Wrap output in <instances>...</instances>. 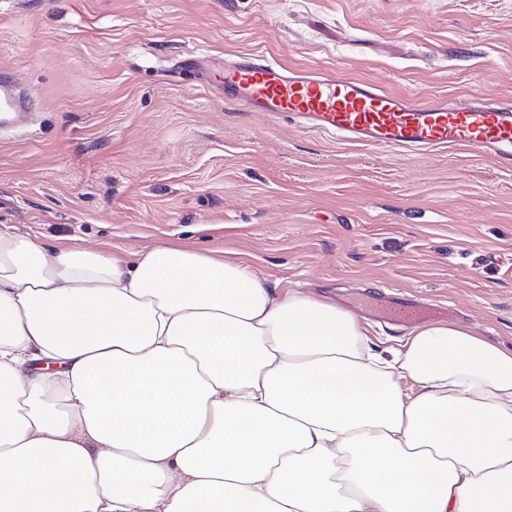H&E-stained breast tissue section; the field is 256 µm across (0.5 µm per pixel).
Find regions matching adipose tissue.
Instances as JSON below:
<instances>
[{
  "label": "adipose tissue",
  "instance_id": "1",
  "mask_svg": "<svg viewBox=\"0 0 512 512\" xmlns=\"http://www.w3.org/2000/svg\"><path fill=\"white\" fill-rule=\"evenodd\" d=\"M0 512H512V347L2 224Z\"/></svg>",
  "mask_w": 512,
  "mask_h": 512
}]
</instances>
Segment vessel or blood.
Segmentation results:
<instances>
[{
	"label": "vessel or blood",
	"mask_w": 512,
	"mask_h": 512,
	"mask_svg": "<svg viewBox=\"0 0 512 512\" xmlns=\"http://www.w3.org/2000/svg\"><path fill=\"white\" fill-rule=\"evenodd\" d=\"M223 70L225 102L249 112H264L343 141L388 149L436 151L462 147L512 167V101L479 94L455 101L439 98L419 103L375 84L323 70H297L263 55L247 52L216 63L188 56L182 70L208 81ZM34 103L12 79L0 76V131L16 128L33 112ZM391 321L412 323L423 311L417 303L393 298L380 306Z\"/></svg>",
	"instance_id": "vessel-or-blood-1"
}]
</instances>
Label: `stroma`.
I'll return each instance as SVG.
<instances>
[{"label": "stroma", "mask_w": 512, "mask_h": 512, "mask_svg": "<svg viewBox=\"0 0 512 512\" xmlns=\"http://www.w3.org/2000/svg\"><path fill=\"white\" fill-rule=\"evenodd\" d=\"M199 51L512 100V0H0V68L42 104L0 134V225L58 249L221 250L393 349L406 330L364 308L381 292L512 346V170L242 111L180 71Z\"/></svg>", "instance_id": "35a3bbf8"}]
</instances>
